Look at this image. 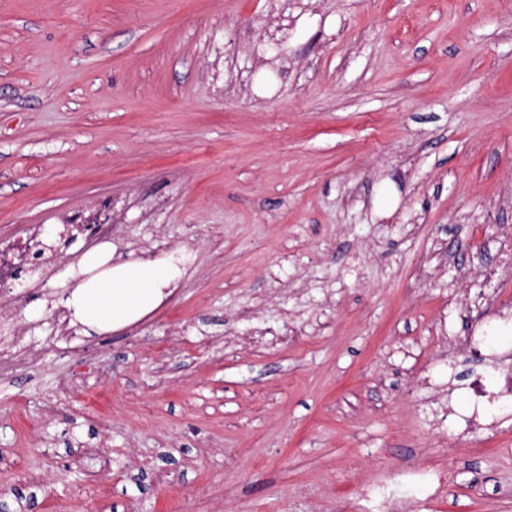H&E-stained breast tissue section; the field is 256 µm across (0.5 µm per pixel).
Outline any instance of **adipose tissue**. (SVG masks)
Segmentation results:
<instances>
[{
	"label": "adipose tissue",
	"mask_w": 512,
	"mask_h": 512,
	"mask_svg": "<svg viewBox=\"0 0 512 512\" xmlns=\"http://www.w3.org/2000/svg\"><path fill=\"white\" fill-rule=\"evenodd\" d=\"M72 290L64 305L73 322L109 332L138 321L170 295L181 276L169 256L112 264L108 246L83 254L76 269L63 273Z\"/></svg>",
	"instance_id": "obj_1"
}]
</instances>
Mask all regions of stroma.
Wrapping results in <instances>:
<instances>
[{"mask_svg":"<svg viewBox=\"0 0 512 512\" xmlns=\"http://www.w3.org/2000/svg\"><path fill=\"white\" fill-rule=\"evenodd\" d=\"M103 209L185 269L108 333L50 318L79 248L0 287L26 512H512V405L460 426L512 351V0H0V238ZM38 359V350L17 348L12 344L0 342V374L34 365ZM370 501L373 503L371 512H430L432 501L410 500L398 496L390 482H383L371 493Z\"/></svg>","mask_w":512,"mask_h":512,"instance_id":"35a3bbf8","label":"stroma"}]
</instances>
